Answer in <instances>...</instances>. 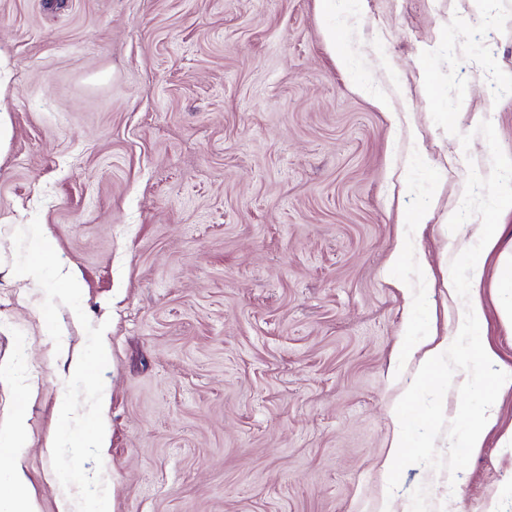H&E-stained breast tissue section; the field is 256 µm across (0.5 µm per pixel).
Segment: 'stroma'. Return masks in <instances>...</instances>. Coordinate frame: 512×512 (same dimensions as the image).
Segmentation results:
<instances>
[{"label": "stroma", "instance_id": "obj_1", "mask_svg": "<svg viewBox=\"0 0 512 512\" xmlns=\"http://www.w3.org/2000/svg\"><path fill=\"white\" fill-rule=\"evenodd\" d=\"M344 34L361 78L317 0H0V470L37 512L68 375L12 272L35 218L106 327L111 512H512V387L456 477L384 467L407 350L457 336L448 238L489 219L470 299L512 373V0H357ZM354 2L348 0H317V7L319 16L325 25V39L328 46L344 66L359 71L353 58L345 50L340 25L347 8L353 6Z\"/></svg>", "mask_w": 512, "mask_h": 512}]
</instances>
